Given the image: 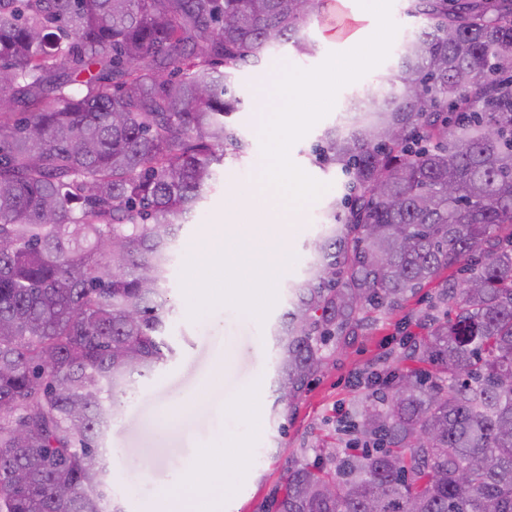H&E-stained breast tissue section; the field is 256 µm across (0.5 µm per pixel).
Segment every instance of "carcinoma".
Here are the masks:
<instances>
[{
  "instance_id": "obj_1",
  "label": "carcinoma",
  "mask_w": 512,
  "mask_h": 512,
  "mask_svg": "<svg viewBox=\"0 0 512 512\" xmlns=\"http://www.w3.org/2000/svg\"><path fill=\"white\" fill-rule=\"evenodd\" d=\"M319 6L0 0V512H124L101 441L164 362L181 227L244 153L230 78L314 54ZM405 14L422 26L394 77L314 148L344 194L274 330V406L371 314L437 291L345 447L299 449L256 512H512V0Z\"/></svg>"
}]
</instances>
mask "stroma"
<instances>
[{
  "label": "stroma",
  "mask_w": 512,
  "mask_h": 512,
  "mask_svg": "<svg viewBox=\"0 0 512 512\" xmlns=\"http://www.w3.org/2000/svg\"><path fill=\"white\" fill-rule=\"evenodd\" d=\"M332 7L320 6L303 33L316 42L312 56L296 54L291 46L274 50L264 75L243 69L234 73L231 89L242 102L236 120L248 144L239 158L224 160L218 182L208 192L194 221L185 225L174 247L168 286L173 310L166 321L165 339L173 349L168 359L146 378L136 379L124 397L123 412L107 432L103 445L117 449L109 457L112 497L124 502L126 512H160L163 493L173 476L188 468L191 479L211 482L214 493L207 512H255L257 504L278 480L289 456L312 445L336 448L341 444L338 421L351 401L365 395L362 372L380 363L393 346L397 327L408 315L425 309V293L412 297L402 309L375 314L368 328L337 348L326 366L292 408H274L271 385L275 378V348L271 331L288 306V288L306 269L310 243L321 230L323 200L305 205L298 224L288 234L287 252L293 261L276 278L277 301L265 320L229 305L190 319L182 288V272L192 244L210 225L221 223L226 196L251 189L263 156L260 129L253 121L254 90L260 80H276L287 66L313 68L329 53L342 52L346 40L329 32ZM397 54H389L377 68L339 92L332 111L296 142L290 157L313 178L327 183L328 196L342 194L343 175L313 164L311 148L322 131L339 122L347 99L377 88L394 73ZM223 364L219 389H211L209 375ZM181 402L176 424L161 427V406ZM251 450L247 465H239L231 446Z\"/></svg>",
  "instance_id": "35a3bbf8"
}]
</instances>
